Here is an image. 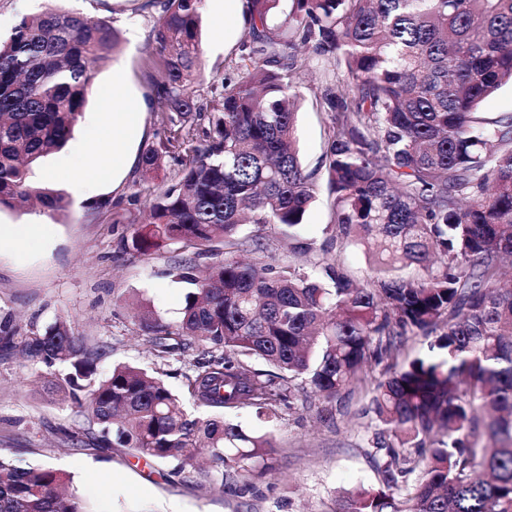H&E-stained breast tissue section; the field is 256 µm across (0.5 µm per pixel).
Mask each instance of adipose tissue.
<instances>
[{"mask_svg":"<svg viewBox=\"0 0 512 512\" xmlns=\"http://www.w3.org/2000/svg\"><path fill=\"white\" fill-rule=\"evenodd\" d=\"M108 104H111L114 113L112 122L103 126L100 141L112 148V172L120 174L131 169L135 158L129 153L127 144L137 130L135 115L123 111L122 106L127 100V84L122 74H115L111 84L103 93Z\"/></svg>","mask_w":512,"mask_h":512,"instance_id":"ef3b65f1","label":"adipose tissue"}]
</instances>
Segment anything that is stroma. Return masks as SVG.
<instances>
[{
  "label": "stroma",
  "instance_id": "1",
  "mask_svg": "<svg viewBox=\"0 0 512 512\" xmlns=\"http://www.w3.org/2000/svg\"><path fill=\"white\" fill-rule=\"evenodd\" d=\"M143 0H0V38L10 36L25 16L46 8L81 13L91 20L106 18L119 31L118 50L102 64L74 133L66 147L49 157L44 167L51 180L33 177L68 196L65 211L47 214L30 203L0 209L1 224H45L51 236L37 247L0 246V327L17 337L44 332L57 319L69 320L76 335L101 349L98 376L113 365L129 363L168 377L177 394H185L181 376L197 349L161 359L154 334L145 328L143 315L153 323L175 330L184 305L185 288L168 275L177 261L193 259L206 268L225 257L223 242L199 249L186 242H165L147 254L125 249L124 240L144 230L149 198H134L139 170L112 175L103 171L92 196L75 199L70 174L95 159L102 147L97 126L107 106L100 93L116 71H123L130 100L149 98L139 115V129L128 144L132 156L158 145L164 133L159 124L161 103L155 97L157 71L148 69L154 52L156 14L142 9ZM211 9L202 15V64L195 80L200 104L210 105L213 89L234 66L236 42L215 41L211 36ZM300 94L296 136L304 169H318L331 116L316 101L324 61L313 49L303 50L296 61ZM130 200L133 221L113 223L103 209L105 201ZM246 238L259 239L262 261L275 265L339 261L351 276L364 283L376 268L362 247L332 242L331 198L318 186L316 198L299 231L310 244L307 254L292 250L279 226L246 224ZM43 365L24 359L19 349L0 351V453L29 463L53 467L70 477L74 488L92 512H333L340 492L365 486L384 490L371 439L375 423L362 416L384 366L373 368L368 380L329 402L311 392L298 393L274 420L259 417L253 409H230L226 419L247 432L270 435L276 445L271 460L254 463L246 472L222 478L208 458L170 477L169 464L132 455L127 449L102 450L94 445L76 447L70 432L96 437L98 426L77 405L52 399L39 381Z\"/></svg>",
  "mask_w": 512,
  "mask_h": 512
}]
</instances>
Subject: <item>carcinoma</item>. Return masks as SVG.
<instances>
[{
    "label": "carcinoma",
    "instance_id": "obj_1",
    "mask_svg": "<svg viewBox=\"0 0 512 512\" xmlns=\"http://www.w3.org/2000/svg\"><path fill=\"white\" fill-rule=\"evenodd\" d=\"M204 0H146L157 11L155 91L165 139L141 155V193L152 222L131 241L146 253L166 241L238 247L244 218L295 236L317 182L296 148L297 53L334 62L316 101L331 113L321 169L333 198L336 241L364 248L377 275L355 284L344 266L277 267L226 258L199 275L172 269L188 287L177 333L149 325L159 354L204 349L185 375L206 416L188 412L159 377L117 365L96 377L98 352L58 320L28 336L27 358L99 428L100 446L172 463L190 450L239 472L274 451L224 419L252 408L272 418L301 378L337 399L386 363L368 411L385 451L387 491L344 492L334 512H512V113L480 104L512 86V0H246L239 62L215 104L195 99ZM109 20L47 8L0 40V208L35 199L65 210L63 193L30 182L60 151L85 108L96 70L118 46ZM202 124L205 144L183 150ZM178 166L153 183L163 156ZM415 264L420 277L400 274ZM433 336L430 354L393 363L402 337ZM272 367L254 372L244 360ZM0 512H89L64 474L0 453Z\"/></svg>",
    "mask_w": 512,
    "mask_h": 512
}]
</instances>
